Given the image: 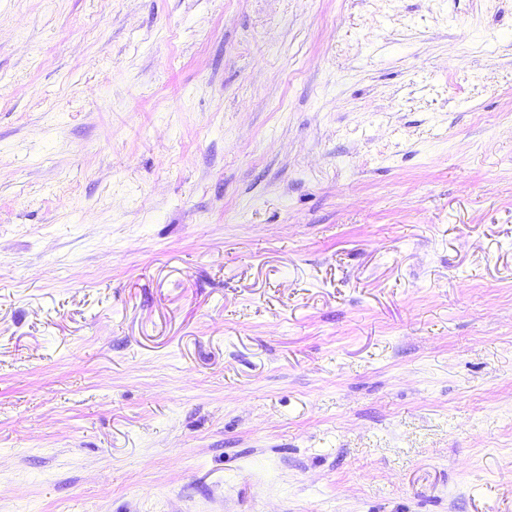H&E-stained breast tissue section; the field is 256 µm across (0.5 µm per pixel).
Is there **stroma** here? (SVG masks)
Wrapping results in <instances>:
<instances>
[{"label": "stroma", "instance_id": "35a3bbf8", "mask_svg": "<svg viewBox=\"0 0 512 512\" xmlns=\"http://www.w3.org/2000/svg\"><path fill=\"white\" fill-rule=\"evenodd\" d=\"M0 512H512V0H0Z\"/></svg>", "mask_w": 512, "mask_h": 512}]
</instances>
